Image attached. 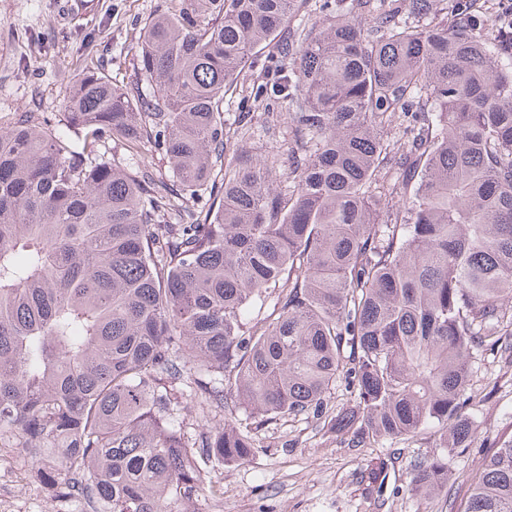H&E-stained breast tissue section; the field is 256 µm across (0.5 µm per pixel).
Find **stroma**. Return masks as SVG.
I'll list each match as a JSON object with an SVG mask.
<instances>
[{
	"mask_svg": "<svg viewBox=\"0 0 512 512\" xmlns=\"http://www.w3.org/2000/svg\"><path fill=\"white\" fill-rule=\"evenodd\" d=\"M60 0H0V127L21 112H38L58 121L75 78L96 67L113 83L135 81L137 26L164 11L168 0H95L85 14L60 19ZM260 68L243 71L224 91V132L231 150L259 157L281 146L286 122L269 130L263 107L254 102ZM251 113L246 137L237 133L239 113ZM106 157L120 167L148 165L164 179L172 170L154 144L127 150L112 139ZM473 384L482 394L474 413L477 429L469 447L450 461L448 486L439 494L411 491L410 466L439 455L438 437L428 432L411 439L360 442L337 432L331 420L351 407L345 377L326 396L322 414L280 416L257 422L243 410L225 405L223 412L202 414L196 398L184 397L179 420L189 436L199 437L216 424L249 430L254 452L244 462L206 463L200 502L205 512H452L466 495L496 437L512 433V354L489 351L473 365ZM383 463L377 482H369L372 464ZM27 474L26 485L0 483V498L11 512H86L84 501H59L26 454L12 460Z\"/></svg>",
	"mask_w": 512,
	"mask_h": 512,
	"instance_id": "obj_1",
	"label": "stroma"
}]
</instances>
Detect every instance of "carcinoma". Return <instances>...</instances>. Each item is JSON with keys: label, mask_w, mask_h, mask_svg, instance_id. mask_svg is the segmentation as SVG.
Listing matches in <instances>:
<instances>
[{"label": "carcinoma", "mask_w": 512, "mask_h": 512, "mask_svg": "<svg viewBox=\"0 0 512 512\" xmlns=\"http://www.w3.org/2000/svg\"><path fill=\"white\" fill-rule=\"evenodd\" d=\"M168 2L140 28L138 80L89 70L57 127L24 112L0 129V448L96 512H202V464L254 444L225 426L190 442L184 390L266 421L322 411L342 374L336 430L434 431L446 455L411 483L441 491L475 433V353L512 351V32L482 37L474 0L449 26L428 21L444 0H415V25L400 0H323L258 93L292 108L285 175L274 150L229 153L224 88L294 0ZM395 119L401 185L381 176ZM114 137L153 142L175 181L104 159ZM457 512H512V435Z\"/></svg>", "instance_id": "obj_1"}]
</instances>
